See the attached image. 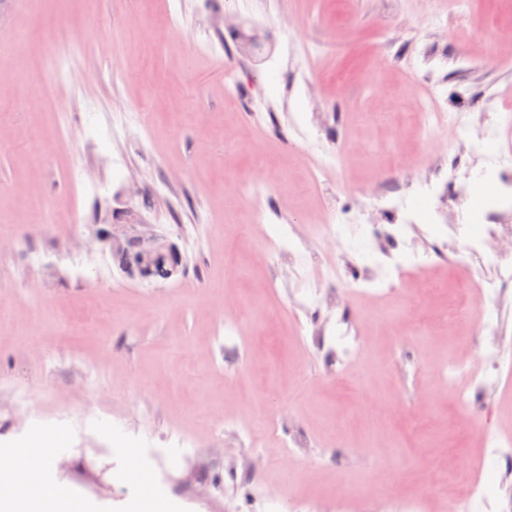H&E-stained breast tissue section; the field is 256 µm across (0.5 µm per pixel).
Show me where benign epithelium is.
<instances>
[{
    "label": "benign epithelium",
    "instance_id": "obj_1",
    "mask_svg": "<svg viewBox=\"0 0 512 512\" xmlns=\"http://www.w3.org/2000/svg\"><path fill=\"white\" fill-rule=\"evenodd\" d=\"M99 241L114 255L125 254L132 247L139 249L137 263L120 266L130 277L146 275L156 262L168 266L171 272L182 266V255L174 245L160 235L142 232L137 224H115Z\"/></svg>",
    "mask_w": 512,
    "mask_h": 512
}]
</instances>
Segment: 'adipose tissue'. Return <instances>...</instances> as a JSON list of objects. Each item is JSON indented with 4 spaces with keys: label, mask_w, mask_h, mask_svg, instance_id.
Segmentation results:
<instances>
[{
    "label": "adipose tissue",
    "mask_w": 512,
    "mask_h": 512,
    "mask_svg": "<svg viewBox=\"0 0 512 512\" xmlns=\"http://www.w3.org/2000/svg\"><path fill=\"white\" fill-rule=\"evenodd\" d=\"M42 470L41 460L28 452L0 459V512H66Z\"/></svg>",
    "instance_id": "ef3b65f1"
}]
</instances>
